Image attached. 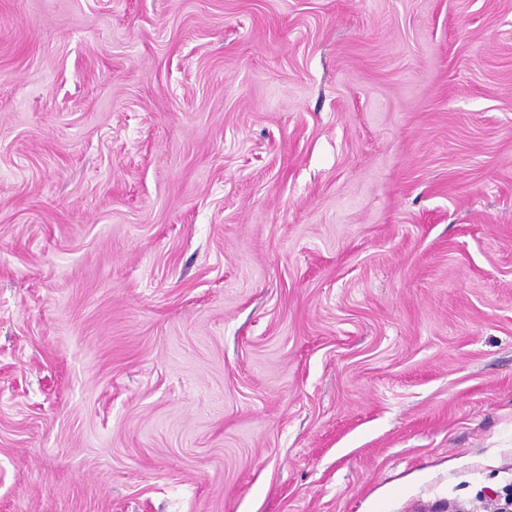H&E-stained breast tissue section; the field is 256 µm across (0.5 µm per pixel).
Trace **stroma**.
<instances>
[{"label":"stroma","instance_id":"stroma-1","mask_svg":"<svg viewBox=\"0 0 512 512\" xmlns=\"http://www.w3.org/2000/svg\"><path fill=\"white\" fill-rule=\"evenodd\" d=\"M512 492V0H0V512Z\"/></svg>","mask_w":512,"mask_h":512}]
</instances>
